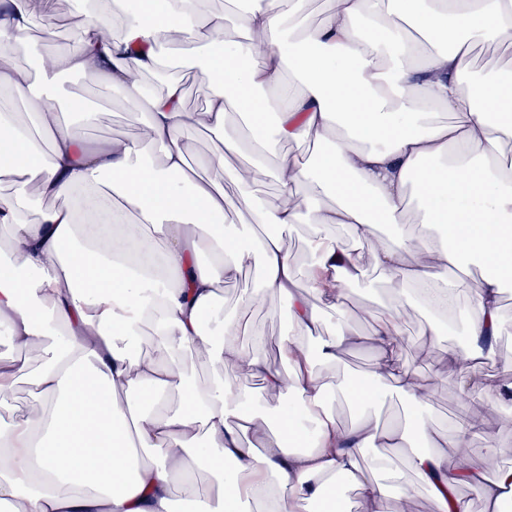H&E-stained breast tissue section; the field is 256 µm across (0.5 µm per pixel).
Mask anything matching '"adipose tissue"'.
Listing matches in <instances>:
<instances>
[{
	"label": "adipose tissue",
	"instance_id": "adipose-tissue-1",
	"mask_svg": "<svg viewBox=\"0 0 512 512\" xmlns=\"http://www.w3.org/2000/svg\"><path fill=\"white\" fill-rule=\"evenodd\" d=\"M85 22L71 48L40 58L36 71L14 65L35 17L43 41L56 35L51 0L34 15L30 0H0V88L21 100L40 139L18 136L0 113V142L13 147L0 164V224L12 247L0 253V334L25 349L65 328L33 375L34 404L0 426V502L14 512H171L174 491L194 496V512H341L336 481L349 482L364 512H411L417 484L442 512H469L456 494L477 489L486 512L512 496V469L494 479L467 467L473 453L496 458L485 426L512 406V384L487 387L467 422L436 431L423 416L425 385L398 364L411 305L433 317L463 313L467 339L449 350L461 386L495 351L500 292L512 283V74H492L477 92L463 88L467 42L491 37L512 45V0H334L312 26L301 5L251 0L240 22L270 43L224 38V15L205 0H80ZM372 35L363 37L360 23ZM434 37L438 49L412 58L406 26ZM195 43L191 63L211 91L190 112L179 81L164 77L163 53ZM163 76L161 91L145 74ZM86 75L119 90L143 115L136 139L88 141L96 113L67 97L62 79ZM67 99L82 123L55 106ZM69 110V111H70ZM447 120L437 119V112ZM202 126L221 135L224 153L197 179L182 132ZM314 140L308 160L280 158L272 204L243 197L239 224L225 223L224 158L250 154L252 177L265 175L272 142ZM162 148L161 162L143 155ZM426 230L405 231L406 196ZM310 224L312 259L299 275L282 228ZM344 229L339 240L328 226ZM373 267L398 287L394 303L372 310L367 337L348 328L344 299L361 273L363 247ZM259 288L241 302L261 306L278 295L288 332L276 342L280 366L239 343V320L221 333L205 325L217 289L251 265ZM483 276L459 306L473 271ZM305 286H298V277ZM336 308V329L317 346L307 339ZM367 344L377 361L356 382L340 375L344 351ZM261 384L251 400L216 377L190 382L182 355ZM403 395L411 415L383 421L388 395ZM356 414L340 426L334 404ZM419 430L422 448L410 449ZM481 448H474L476 432ZM409 448L417 484H402L390 454ZM384 470L360 475L361 460ZM213 478L198 493L201 474Z\"/></svg>",
	"mask_w": 512,
	"mask_h": 512
}]
</instances>
